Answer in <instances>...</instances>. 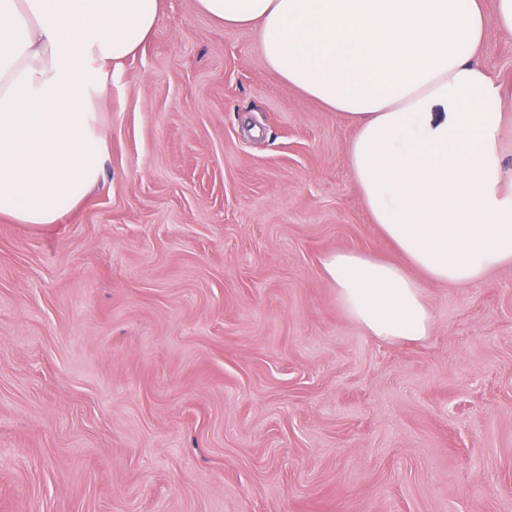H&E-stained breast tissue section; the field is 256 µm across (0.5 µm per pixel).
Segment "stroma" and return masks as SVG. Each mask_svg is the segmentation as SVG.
<instances>
[{
    "instance_id": "1",
    "label": "stroma",
    "mask_w": 512,
    "mask_h": 512,
    "mask_svg": "<svg viewBox=\"0 0 512 512\" xmlns=\"http://www.w3.org/2000/svg\"><path fill=\"white\" fill-rule=\"evenodd\" d=\"M481 60L512 81V35ZM105 80L103 180L0 216V512H512V264L371 336L321 268L401 259L352 125L196 0Z\"/></svg>"
}]
</instances>
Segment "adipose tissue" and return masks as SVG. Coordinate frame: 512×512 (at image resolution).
<instances>
[{
  "mask_svg": "<svg viewBox=\"0 0 512 512\" xmlns=\"http://www.w3.org/2000/svg\"><path fill=\"white\" fill-rule=\"evenodd\" d=\"M256 32L282 80L353 125L350 169L405 264L353 251L322 260L369 335L431 333L426 283L469 286L512 262V187L501 133L512 84L480 60L488 25L512 34V0H197ZM163 0H0V215L56 224L109 154L93 106L113 64L154 34Z\"/></svg>",
  "mask_w": 512,
  "mask_h": 512,
  "instance_id": "1",
  "label": "adipose tissue"
}]
</instances>
